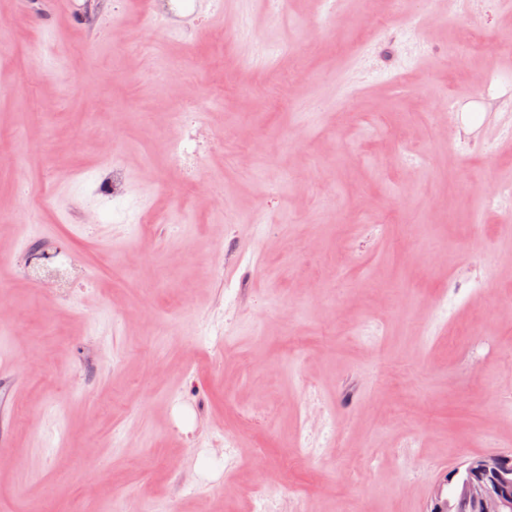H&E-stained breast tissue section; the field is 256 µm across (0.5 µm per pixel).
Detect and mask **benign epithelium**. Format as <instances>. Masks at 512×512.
Returning a JSON list of instances; mask_svg holds the SVG:
<instances>
[{"mask_svg": "<svg viewBox=\"0 0 512 512\" xmlns=\"http://www.w3.org/2000/svg\"><path fill=\"white\" fill-rule=\"evenodd\" d=\"M508 455L490 452L467 463L452 492L458 508L476 512H512V469Z\"/></svg>", "mask_w": 512, "mask_h": 512, "instance_id": "7a95c632", "label": "benign epithelium"}]
</instances>
